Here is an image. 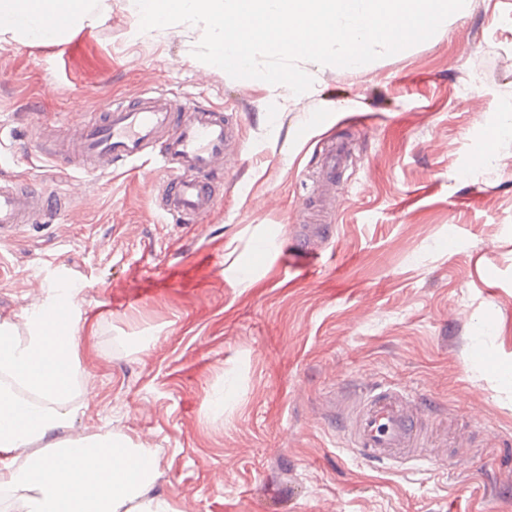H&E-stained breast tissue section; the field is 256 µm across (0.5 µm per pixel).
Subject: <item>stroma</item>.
<instances>
[{"instance_id": "1", "label": "stroma", "mask_w": 512, "mask_h": 512, "mask_svg": "<svg viewBox=\"0 0 512 512\" xmlns=\"http://www.w3.org/2000/svg\"><path fill=\"white\" fill-rule=\"evenodd\" d=\"M136 28L111 0L63 39L0 42V181L84 183L67 211L0 241V320L50 284L77 291L71 436L152 449L151 492L175 512H512V136L488 140L512 118V0H466L360 69L302 62L301 95L198 61L202 29ZM147 88L238 124L200 223L160 209L153 163L83 178L36 136ZM334 140L349 157L333 234L305 257L291 244ZM271 234L279 249L256 251ZM376 380L426 398L431 468L340 442L334 399Z\"/></svg>"}]
</instances>
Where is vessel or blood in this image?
<instances>
[{
    "label": "vessel or blood",
    "instance_id": "vessel-or-blood-1",
    "mask_svg": "<svg viewBox=\"0 0 512 512\" xmlns=\"http://www.w3.org/2000/svg\"><path fill=\"white\" fill-rule=\"evenodd\" d=\"M237 133L231 115L176 102L162 89H147L131 102L111 101L91 113L56 155L83 172L95 170L103 158L114 164L153 158L168 174L158 190L160 208L189 224L213 210L220 185L211 163L230 149ZM345 157L342 148L327 157L323 196L335 194L336 168ZM69 203L64 193L0 182V240L15 237L40 216L62 211ZM420 402L417 390L368 383L347 397L338 434L365 461L388 466L399 461L432 463V429Z\"/></svg>",
    "mask_w": 512,
    "mask_h": 512
}]
</instances>
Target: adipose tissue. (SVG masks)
I'll return each instance as SVG.
<instances>
[{
	"label": "adipose tissue",
	"mask_w": 512,
	"mask_h": 512,
	"mask_svg": "<svg viewBox=\"0 0 512 512\" xmlns=\"http://www.w3.org/2000/svg\"><path fill=\"white\" fill-rule=\"evenodd\" d=\"M110 10V0H0V38L60 39ZM59 304L52 289L22 323L0 322V491L18 492L17 512H175L150 492L151 449L109 431L63 438L78 411L80 371L74 323L51 321ZM35 444L41 452L19 461V449Z\"/></svg>",
	"instance_id": "obj_1"
}]
</instances>
